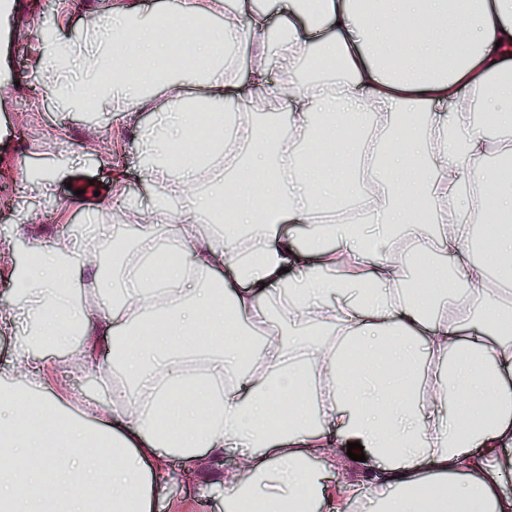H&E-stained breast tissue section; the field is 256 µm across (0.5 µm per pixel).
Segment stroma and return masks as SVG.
<instances>
[{
  "instance_id": "stroma-1",
  "label": "stroma",
  "mask_w": 512,
  "mask_h": 512,
  "mask_svg": "<svg viewBox=\"0 0 512 512\" xmlns=\"http://www.w3.org/2000/svg\"><path fill=\"white\" fill-rule=\"evenodd\" d=\"M113 0H14L11 12L0 19V239L25 224L32 250L48 248L58 237L82 241L85 249H99L96 225H123L145 204L139 171V141L133 130L99 113L101 136H93L82 112L60 114L50 98H32L27 86L39 81V34L30 21L54 25L56 38L75 43L88 37L92 8L111 9ZM54 170L59 185L54 196L33 197L31 172ZM83 173L102 186L86 203L70 197L66 185ZM125 183L119 212H111L115 178ZM236 457L201 455L195 472L171 457L169 479L157 499L155 512H224V487L219 479Z\"/></svg>"
}]
</instances>
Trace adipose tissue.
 Segmentation results:
<instances>
[{
	"label": "adipose tissue",
	"instance_id": "ef3b65f1",
	"mask_svg": "<svg viewBox=\"0 0 512 512\" xmlns=\"http://www.w3.org/2000/svg\"><path fill=\"white\" fill-rule=\"evenodd\" d=\"M277 2L274 47L254 0H179L171 17L117 0L95 15L94 40L46 45L45 91L128 122L142 89L104 73L115 61L152 66L168 105L141 148L181 163L141 169L148 196L134 244L108 246L122 289L65 238L14 278L0 326L22 318L31 332L0 370V512H153L171 450L193 469L202 448L246 453L247 471H224V512H240L244 497L255 512H281L326 496L349 512L360 486L327 484L336 469L328 449L354 442L369 453L366 481L383 494L374 512H425L430 494L443 512H512V497L498 492L512 475V336L486 340L468 328L472 311L491 324L512 309V185L483 167L490 143L471 122L497 103L493 124L512 127V0H379L374 21L355 0H321L315 21L297 0ZM200 59L202 77L180 80ZM232 102L241 105L233 135L182 153L199 113ZM368 112L394 139L373 141L383 166L355 175L343 160L361 146L346 130ZM423 158L425 199L410 177ZM259 170L273 203L267 220L246 199ZM170 177L185 195L177 209L157 191ZM213 189L234 217L218 232L201 223ZM425 207L440 220L428 241L413 220ZM478 221L499 225L481 262L470 251ZM162 225L183 259L158 281L146 258ZM418 248L437 256L434 280L455 278L456 290L406 296ZM66 261L92 270L111 307L74 303L62 286ZM202 318L217 333L231 319L263 330L265 343L248 358L244 338L220 341L203 373L190 374L188 358L205 349L191 333ZM71 324L85 339L74 356L112 399L98 439L61 409L41 350L69 344ZM102 340L121 374L98 361ZM155 354L158 369L144 371ZM30 378L43 381L36 402ZM310 381L309 402L285 400Z\"/></svg>",
	"mask_w": 512,
	"mask_h": 512
}]
</instances>
